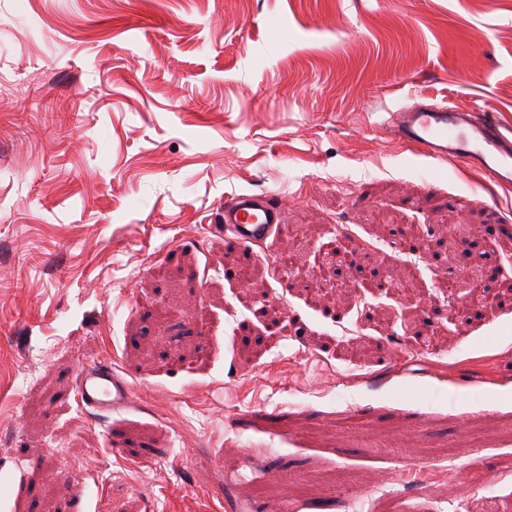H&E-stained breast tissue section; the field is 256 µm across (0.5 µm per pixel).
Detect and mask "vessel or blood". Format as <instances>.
Returning <instances> with one entry per match:
<instances>
[{"mask_svg":"<svg viewBox=\"0 0 512 512\" xmlns=\"http://www.w3.org/2000/svg\"><path fill=\"white\" fill-rule=\"evenodd\" d=\"M383 132L404 147L476 168L491 187L512 184V123L493 113L443 101L413 103L388 112ZM224 228L233 244L265 241L284 231L282 210L268 195L240 193L224 204ZM135 387L112 363L82 365L77 396L82 408L111 413L129 406Z\"/></svg>","mask_w":512,"mask_h":512,"instance_id":"vessel-or-blood-1","label":"vessel or blood"}]
</instances>
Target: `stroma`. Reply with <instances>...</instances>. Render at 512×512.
Returning <instances> with one entry per match:
<instances>
[{
  "mask_svg": "<svg viewBox=\"0 0 512 512\" xmlns=\"http://www.w3.org/2000/svg\"><path fill=\"white\" fill-rule=\"evenodd\" d=\"M408 88L512 122V0H0V512H309L301 487L449 512L512 490V291L449 323L447 239L417 263L379 231L466 225L512 281V233H483L512 187L383 135ZM242 191L287 233H216ZM292 242L304 271L336 247L375 281L414 265L432 302L315 305L273 273ZM101 357L136 386L104 417L76 399Z\"/></svg>",
  "mask_w": 512,
  "mask_h": 512,
  "instance_id": "obj_1",
  "label": "stroma"
}]
</instances>
